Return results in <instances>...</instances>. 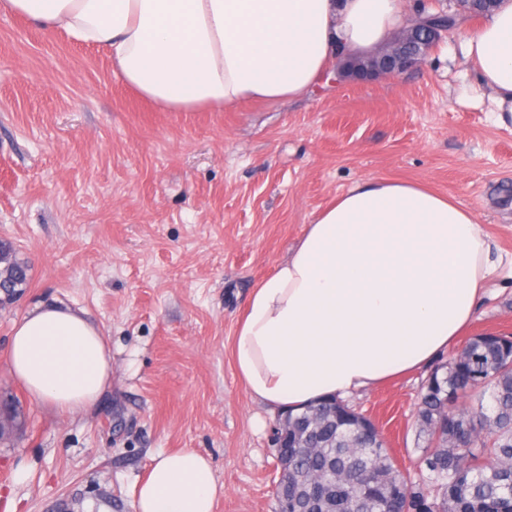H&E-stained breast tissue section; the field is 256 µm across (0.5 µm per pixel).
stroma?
Masks as SVG:
<instances>
[{"instance_id": "stroma-1", "label": "stroma", "mask_w": 512, "mask_h": 512, "mask_svg": "<svg viewBox=\"0 0 512 512\" xmlns=\"http://www.w3.org/2000/svg\"><path fill=\"white\" fill-rule=\"evenodd\" d=\"M368 177L476 214L504 262L472 332L512 334V127L496 123L459 32L399 77L166 112L103 50L0 14V242L28 267L0 302V512H136L152 457L182 448L211 459L215 512H274L279 413L246 393L232 338L252 288ZM53 298L85 310L112 352V386L89 412L34 402L7 370L15 322ZM434 364L345 398L415 483L428 477L415 417Z\"/></svg>"}]
</instances>
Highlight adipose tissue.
<instances>
[{"mask_svg": "<svg viewBox=\"0 0 512 512\" xmlns=\"http://www.w3.org/2000/svg\"><path fill=\"white\" fill-rule=\"evenodd\" d=\"M43 30L107 52L123 82L167 112L306 95L341 55L405 24V0H0ZM500 125L512 124V0L463 31ZM492 244L475 214L421 185L365 178L316 214L259 281L232 341L246 392L300 412L427 364L470 330ZM7 366L31 399L69 415L112 385V356L84 310L50 300L13 327ZM208 456L153 457L137 512H215Z\"/></svg>", "mask_w": 512, "mask_h": 512, "instance_id": "ef3b65f1", "label": "adipose tissue"}]
</instances>
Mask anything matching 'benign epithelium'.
Returning <instances> with one entry per match:
<instances>
[{
    "mask_svg": "<svg viewBox=\"0 0 512 512\" xmlns=\"http://www.w3.org/2000/svg\"><path fill=\"white\" fill-rule=\"evenodd\" d=\"M453 17L450 12L430 14L423 6L417 10L415 23L403 28L383 49L353 61L345 60L338 72L358 81L407 74L422 66L429 52L448 36V22Z\"/></svg>",
    "mask_w": 512,
    "mask_h": 512,
    "instance_id": "1",
    "label": "benign epithelium"
}]
</instances>
